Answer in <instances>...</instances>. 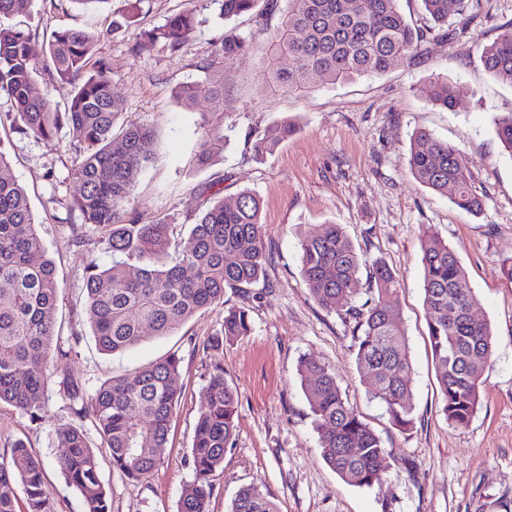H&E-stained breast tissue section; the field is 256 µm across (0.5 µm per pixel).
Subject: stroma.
Listing matches in <instances>:
<instances>
[{
	"mask_svg": "<svg viewBox=\"0 0 512 512\" xmlns=\"http://www.w3.org/2000/svg\"><path fill=\"white\" fill-rule=\"evenodd\" d=\"M193 9L196 25L178 52L157 47L135 52L142 28ZM220 0H146L129 28L113 31L112 18L126 0L80 7L72 0H35L21 22L35 35L32 55L44 60L53 31L75 28L100 33L93 59L105 64L125 122L155 132L152 164L132 195L137 223L165 220L173 245L187 239L198 211L213 200L233 201L245 188L263 201L268 262L265 276L242 292L226 291L224 307L196 315L164 337L144 331L140 344L120 354L99 352L90 338L82 294L88 262L108 267L112 254L94 241L77 243L72 225L79 214L67 203L79 189L71 174L67 133L56 146L17 132L14 108L0 95V148L25 188L60 284L57 318L82 341L69 362L71 374L96 385L178 353L175 385L180 392L162 463L150 478L130 482L100 452L101 478L112 512H177L194 480L190 448L205 404L212 361L239 395L235 446L213 478L210 512H228L238 488L258 483L281 512H512V281L501 271L512 258V158L504 154L495 121L512 113V88L485 70L480 52L512 29V0H479L478 16L456 21L447 35L429 29L421 0H400L413 27L423 30L413 58L395 61L381 76L360 77L296 96L272 91L263 51L278 15L243 17L236 26L254 44L248 55L223 62L227 77L224 113L210 102L186 107L175 88L202 78L199 62L224 33ZM435 78L464 88L455 110L424 101L419 89ZM294 121L297 131L273 152L254 145L272 126ZM221 127L227 144L212 164L194 160L203 122ZM426 130L454 145L472 175L480 212L461 210L409 173L406 158L413 134ZM343 225L362 257L359 286H370L374 261L385 262L398 281L401 327L415 376L412 429L399 431L383 407L369 399L355 367L351 321L320 307L303 280L299 241L326 223ZM432 229L448 242L466 269L474 292L473 312L495 335L483 374L481 402L465 427L440 412V393L423 309L420 240ZM246 307L248 336L225 343L218 354L206 345L220 329L225 307ZM311 356L336 367L344 397L379 435L391 466L383 484L358 488L344 482L320 457L313 415L296 367ZM45 412L30 421L0 407V457L16 442L42 460L43 493L51 512H85L80 493L54 461L57 428L74 422L57 384H50Z\"/></svg>",
	"mask_w": 512,
	"mask_h": 512,
	"instance_id": "1",
	"label": "stroma"
}]
</instances>
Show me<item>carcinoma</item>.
Segmentation results:
<instances>
[{
  "label": "carcinoma",
  "instance_id": "carcinoma-1",
  "mask_svg": "<svg viewBox=\"0 0 512 512\" xmlns=\"http://www.w3.org/2000/svg\"><path fill=\"white\" fill-rule=\"evenodd\" d=\"M34 0H0V94L14 104V123L23 134L48 145L66 128L72 149V175L80 189L69 208L99 234L98 243L112 251V266L91 262L84 268L83 294L91 338L106 354L122 353L141 341L144 330L167 336L197 314L224 305L227 289L242 291L264 276L267 260L261 200L249 190L231 203L204 207L186 242L170 253L168 227L160 220L137 224L128 218L132 191L152 162L154 131L144 124L120 123L112 92V76L103 66L89 68L100 34L66 28L52 33L44 70L53 80L72 85L62 112L35 86L37 67L31 55V32L4 19L30 11ZM124 21L134 22L145 0H127ZM400 0H221L224 19L280 14V24L266 52L269 87L301 95L309 90L362 76L384 74L399 58L418 52L421 36L410 26ZM439 28L464 17L474 0H421ZM195 14L186 9L164 25L142 29L134 50L161 44L178 51L194 28ZM252 44L232 28L211 44L202 80L181 85L176 98L186 106L203 98L212 111L224 112V71L215 64L248 52ZM278 56L290 68L274 63ZM486 71L512 87V30L481 50ZM461 94L459 85L436 79L420 88L435 106L450 110ZM296 130L288 122L270 129L259 151L272 150ZM496 134L512 157V114L498 119ZM224 149V136L205 129L197 151L201 166ZM407 167L430 190L464 210L479 207L471 176L457 149L427 131L411 140ZM423 307L441 395L440 412L448 423L467 425L480 404L482 377L493 352L490 325L470 316L473 291L466 271L435 233L421 240ZM145 265L130 273L128 262ZM304 282L324 309L341 308L354 321L355 364L368 382L370 398L381 404L400 431L413 427L411 405L414 370L407 338L400 328L397 281L391 269L376 261L372 286L360 300L357 287L360 256L340 224L307 232L300 240ZM59 284L46 256L38 224L24 188L0 149V406L7 405L36 421L44 410L51 376L79 419L91 418L92 429L67 424L56 430L55 462L81 494L85 512H112L98 472L97 449L108 450L112 469L139 482L161 464L157 449L165 447L179 392L174 385L181 358L171 353L131 375L113 377L90 390L73 377L67 363L82 337L66 335L56 325ZM252 330L245 307L224 310L219 334L207 348ZM297 373L314 416L324 462L347 484L371 488L390 468L380 437L344 398L336 368L312 357L299 360ZM238 418V392L224 379L216 362L206 387L192 440L195 478L178 512H209L212 477L224 470ZM44 464L22 443L0 461V512H16L17 490L26 494L27 512H49L43 495ZM229 512H279L269 493L256 483L241 486Z\"/></svg>",
  "mask_w": 512,
  "mask_h": 512
}]
</instances>
